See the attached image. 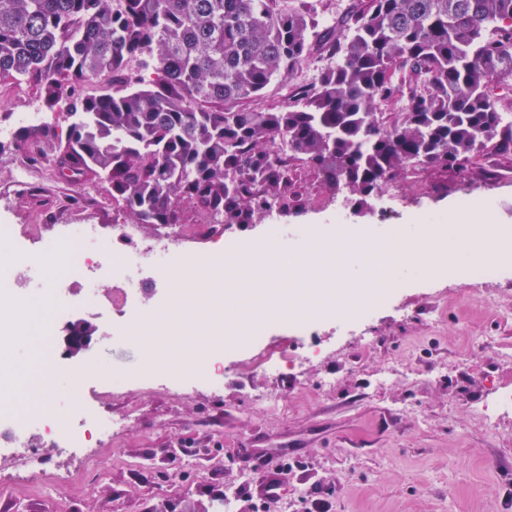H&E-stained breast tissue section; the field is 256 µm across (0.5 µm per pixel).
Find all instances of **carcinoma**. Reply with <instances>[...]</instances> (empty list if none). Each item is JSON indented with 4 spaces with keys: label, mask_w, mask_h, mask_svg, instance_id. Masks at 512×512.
<instances>
[{
    "label": "carcinoma",
    "mask_w": 512,
    "mask_h": 512,
    "mask_svg": "<svg viewBox=\"0 0 512 512\" xmlns=\"http://www.w3.org/2000/svg\"><path fill=\"white\" fill-rule=\"evenodd\" d=\"M281 2L0 0V84L65 107L60 128H16L14 149L107 183L137 224H179L190 205L228 228L296 208L290 155L355 210L415 164L460 168L494 139L512 150L488 95L512 81V0H360L343 36L321 37L312 86L250 109L316 35L312 10ZM95 81L110 89L82 92Z\"/></svg>",
    "instance_id": "obj_1"
}]
</instances>
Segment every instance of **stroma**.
<instances>
[{
	"label": "stroma",
	"instance_id": "1",
	"mask_svg": "<svg viewBox=\"0 0 512 512\" xmlns=\"http://www.w3.org/2000/svg\"><path fill=\"white\" fill-rule=\"evenodd\" d=\"M319 45H311L294 78L272 81L253 109L281 105L296 81L313 84ZM16 150L0 155V210L25 231L51 235L58 222L84 215L104 226L132 223L103 182L71 185L44 175L36 195L17 187ZM301 195L287 224L327 221L333 193L300 160L290 162ZM391 197L368 198L351 224H397L437 212L461 191L490 199L497 222L512 229V151L489 143L463 169L415 167L393 182ZM376 345L360 336L322 333L331 347L301 373L273 378L262 371H228L224 388L179 389L158 382L120 395L108 386L116 367L139 365L133 341L99 342L69 357L90 373L92 397L131 421L94 461L68 469L53 495L40 482L0 492V512H173L206 505L234 490L235 512H254L263 472H276L281 499L272 512H304L307 499L327 501L329 512H512V411L484 421L498 388H512V322L496 321L476 302L462 277H415L368 323ZM18 384L11 406L68 410L69 376L36 355L28 340L13 347ZM400 376L385 387L373 379L385 366Z\"/></svg>",
	"mask_w": 512,
	"mask_h": 512
}]
</instances>
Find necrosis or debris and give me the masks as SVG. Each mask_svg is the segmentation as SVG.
I'll return each mask as SVG.
<instances>
[{"label":"necrosis or debris","mask_w":512,"mask_h":512,"mask_svg":"<svg viewBox=\"0 0 512 512\" xmlns=\"http://www.w3.org/2000/svg\"><path fill=\"white\" fill-rule=\"evenodd\" d=\"M347 233L357 243L375 240L371 230L351 231L340 221L307 224L293 235L285 225L270 223L261 237L247 242L229 237L223 226L212 224L202 230L163 229L142 237L133 224L113 225L107 233L97 224L68 223L52 237H24L17 225L0 213V240L13 244L0 263V385L8 384L15 375L12 345L22 337H42L41 353L58 358L60 338L72 312L111 310L112 323L105 333L117 339L128 332L132 320L154 318L179 308L182 291L175 283L182 273L181 261L192 257L195 244L209 247L215 269L238 265L245 255L266 257L272 253L285 268L295 255L294 242H301L306 251L322 252L336 236ZM53 266L60 270V277H50ZM23 306L34 307L36 313L22 326L18 320ZM333 310L331 296L325 292L317 304L289 312L288 325L303 341L302 359L322 356V349L311 338L330 322ZM182 359L181 365L169 369L157 356H144L139 371L113 373L112 391L120 394L131 383L147 385L164 375L172 380L200 379L211 388L221 387L227 360L223 343L197 344L183 352ZM129 425L128 419L108 412L77 420L56 417L39 407L1 409L0 461L8 458L15 465L0 475V482L16 487L40 478L47 464L40 450L46 446L66 453L73 464H84Z\"/></svg>","instance_id":"necrosis-or-debris-1"}]
</instances>
